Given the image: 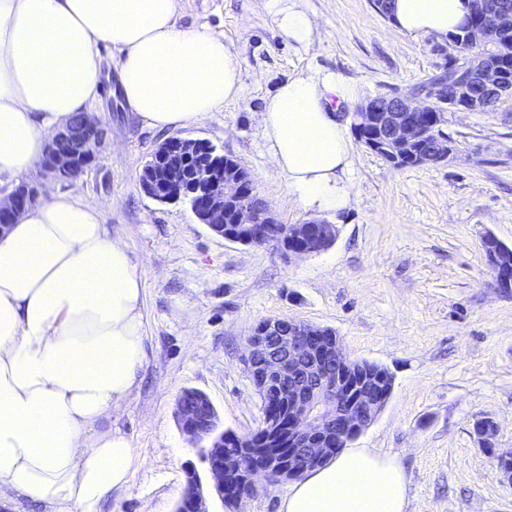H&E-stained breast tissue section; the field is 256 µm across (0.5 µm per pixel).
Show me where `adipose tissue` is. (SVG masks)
Segmentation results:
<instances>
[{
    "mask_svg": "<svg viewBox=\"0 0 512 512\" xmlns=\"http://www.w3.org/2000/svg\"><path fill=\"white\" fill-rule=\"evenodd\" d=\"M280 31L311 48L318 23L301 0H267ZM178 0H0V178L21 182L50 136L97 113L102 48L118 55L124 102L146 125L200 122L242 88V65L209 25L181 26ZM467 0H390L401 32L447 39ZM340 74L282 84L260 114L266 151L306 209L349 207L352 146ZM143 276L98 205L49 191L0 230V496L98 512L138 460L128 439L95 432L125 403L145 360ZM394 459L346 448L289 488L280 512H406Z\"/></svg>",
    "mask_w": 512,
    "mask_h": 512,
    "instance_id": "adipose-tissue-1",
    "label": "adipose tissue"
}]
</instances>
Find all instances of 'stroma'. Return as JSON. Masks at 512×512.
Returning <instances> with one entry per match:
<instances>
[{
    "label": "stroma",
    "instance_id": "35a3bbf8",
    "mask_svg": "<svg viewBox=\"0 0 512 512\" xmlns=\"http://www.w3.org/2000/svg\"><path fill=\"white\" fill-rule=\"evenodd\" d=\"M319 24L309 49L288 41L266 0H180L178 22L207 24L242 60V91L180 137L203 139L252 174L280 223L335 224L334 244L294 257L224 240L188 207L160 203L139 178L170 138L123 103L117 59L104 52L100 115L108 134L69 187L101 204L143 273L146 360L138 389L97 431L124 435L139 459L125 488L99 512H174L197 452L176 407L187 389L205 393L223 429L244 435L262 404L244 362L260 321L285 317L332 329L344 354L385 367L391 395L353 442L396 458L407 478V512H512V484L473 423L493 418L498 448H512V290L495 287L481 242L512 247V99L489 112L448 115L447 162L396 169L353 147L352 201L336 213L288 199L259 123L279 85L314 70L341 74L358 102L411 95L438 74V39L401 33L371 0H303Z\"/></svg>",
    "mask_w": 512,
    "mask_h": 512
}]
</instances>
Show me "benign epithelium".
Wrapping results in <instances>:
<instances>
[{"instance_id":"7a95c632","label":"benign epithelium","mask_w":512,"mask_h":512,"mask_svg":"<svg viewBox=\"0 0 512 512\" xmlns=\"http://www.w3.org/2000/svg\"><path fill=\"white\" fill-rule=\"evenodd\" d=\"M470 15L467 42L473 51L455 63L451 80L436 79L420 88L417 95L430 100L418 106L401 97L386 99L382 109L366 101L356 113L353 125L357 140H368V149L395 168L407 159L417 166L437 165L454 153L453 143L444 134L427 131L420 122L425 112H433L438 124L449 112H484L491 105L512 97V77L507 62L490 57L484 50L496 34L512 31V7L494 0H468ZM106 130L86 113L72 119L65 129L56 132L42 164L53 180L70 175L78 161L100 146ZM200 162L224 159L208 141L172 137L160 144L144 167L141 187L160 202H182L203 224L224 235L226 207L234 205L232 224L239 236L258 247L266 238L264 225L276 223L269 208L258 197L250 175L237 168L191 174L184 159ZM329 240L336 226L324 222L294 224L288 231L285 251L295 256H309L314 251L300 242L302 232ZM489 266L497 276L499 287L512 288V262L503 250L486 253ZM311 324L288 318L273 317L255 327L247 339L248 370L264 391L288 407V433L280 434L277 422L264 419L263 429L271 436L288 440L286 448L243 449L232 455L212 444L218 429L203 430L192 424L193 414L177 405V419L182 432L197 447L206 465L207 481L196 477L185 484L174 512L187 505L191 512H210L211 496L224 501V490L237 485L255 488L263 476L290 480L303 475L325 460L332 443H350L374 421L376 409L385 403L389 392L382 390L383 377L348 376L345 369L352 360L344 356L337 337L321 340ZM336 361V370L326 367V360Z\"/></svg>"}]
</instances>
